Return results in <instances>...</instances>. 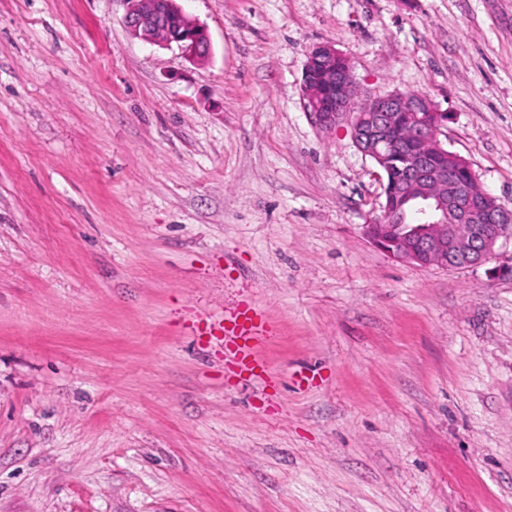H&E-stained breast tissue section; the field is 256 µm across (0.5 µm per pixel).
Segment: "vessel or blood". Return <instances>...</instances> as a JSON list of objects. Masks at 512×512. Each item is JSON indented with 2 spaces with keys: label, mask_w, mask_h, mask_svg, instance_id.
<instances>
[{
  "label": "vessel or blood",
  "mask_w": 512,
  "mask_h": 512,
  "mask_svg": "<svg viewBox=\"0 0 512 512\" xmlns=\"http://www.w3.org/2000/svg\"><path fill=\"white\" fill-rule=\"evenodd\" d=\"M196 336L222 343L231 352L240 374L270 383L259 358L261 346L274 334L267 316L251 303H240L217 319H204L194 329Z\"/></svg>",
  "instance_id": "b4317fda"
}]
</instances>
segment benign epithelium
<instances>
[{
  "label": "benign epithelium",
  "mask_w": 512,
  "mask_h": 512,
  "mask_svg": "<svg viewBox=\"0 0 512 512\" xmlns=\"http://www.w3.org/2000/svg\"><path fill=\"white\" fill-rule=\"evenodd\" d=\"M124 23L130 34L146 42L176 47L189 61L205 59L211 49L207 29L187 14L178 0H120ZM319 70L329 88V97L317 90L311 74ZM357 85L347 59L332 44H322L310 53L302 84V103L315 125L331 131L349 121L357 149L382 166L396 155L392 133L403 129L401 142L412 148L400 155V178L382 183V216L386 222L366 225L367 236L396 260L446 269L483 264L494 254L497 242L512 238V208L482 189L465 159L469 179L451 174L445 164L432 161L444 152L440 139L448 124L431 99L417 101L396 91L367 101L364 112L356 111ZM413 203L423 223L406 231L396 223L402 205Z\"/></svg>",
  "instance_id": "benign-epithelium-1"
}]
</instances>
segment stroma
<instances>
[{
	"instance_id": "stroma-1",
	"label": "stroma",
	"mask_w": 512,
	"mask_h": 512,
	"mask_svg": "<svg viewBox=\"0 0 512 512\" xmlns=\"http://www.w3.org/2000/svg\"><path fill=\"white\" fill-rule=\"evenodd\" d=\"M181 5L203 61L120 0H0V512H512V239L396 261L301 103L334 44L512 207V0ZM245 299L272 391L185 329ZM124 23L132 36L176 48L189 61L205 59L211 49L207 29L187 14L178 0H120ZM160 32L164 36L159 35Z\"/></svg>"
}]
</instances>
